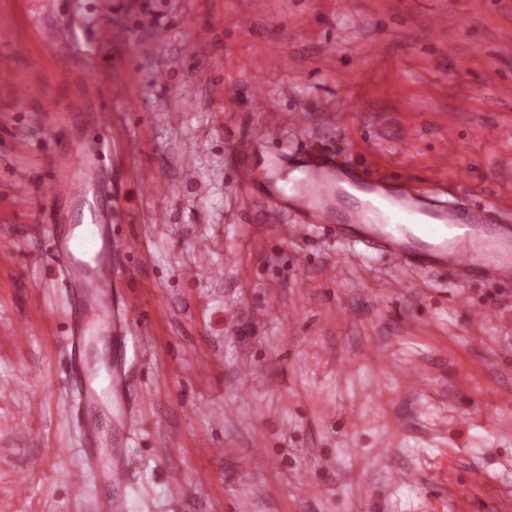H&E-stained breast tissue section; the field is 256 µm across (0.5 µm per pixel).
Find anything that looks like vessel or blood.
I'll use <instances>...</instances> for the list:
<instances>
[{
  "mask_svg": "<svg viewBox=\"0 0 512 512\" xmlns=\"http://www.w3.org/2000/svg\"><path fill=\"white\" fill-rule=\"evenodd\" d=\"M282 134L279 113L265 112L254 136L233 140L231 148L242 160L235 171L237 183L245 188L255 181L248 159L256 142H273ZM332 174L322 168L305 174L301 183L286 191L284 197L294 213L312 212L331 192ZM492 207L479 204L459 213L438 205L433 190H414L405 197L373 198L347 210L343 222L329 225V232L339 238L350 230L362 233L361 244L379 248L399 267L418 270L445 268L471 276L490 285H512V224L496 222ZM32 236L48 242L52 256L62 261L76 298L106 311L112 306V241L105 224H88L82 236L60 238L52 225L34 224ZM87 325L78 322L64 336L69 356L68 381L78 387L87 410L96 409L104 393H118L122 380L110 374L106 391L94 384V374L84 356L88 343ZM110 436L100 422L86 420L80 452L94 461Z\"/></svg>",
  "mask_w": 512,
  "mask_h": 512,
  "instance_id": "vessel-or-blood-1",
  "label": "vessel or blood"
}]
</instances>
